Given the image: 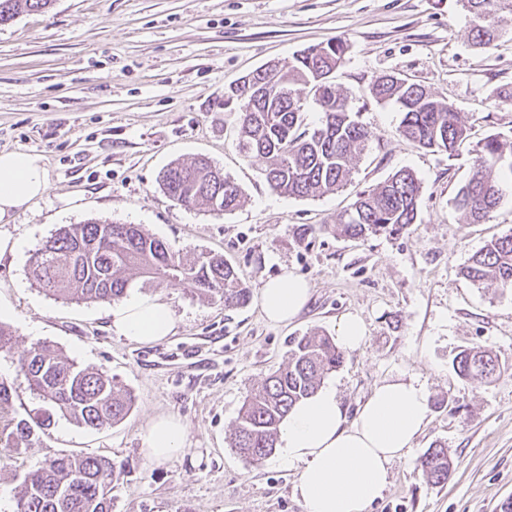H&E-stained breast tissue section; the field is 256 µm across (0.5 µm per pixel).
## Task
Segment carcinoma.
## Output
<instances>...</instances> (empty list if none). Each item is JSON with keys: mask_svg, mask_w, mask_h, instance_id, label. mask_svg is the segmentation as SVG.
<instances>
[{"mask_svg": "<svg viewBox=\"0 0 512 512\" xmlns=\"http://www.w3.org/2000/svg\"><path fill=\"white\" fill-rule=\"evenodd\" d=\"M470 16L471 41L485 48L512 29V0H460ZM53 0H0V25L20 14L42 12ZM349 45L338 39L308 46L297 52L295 63L283 71L258 68L253 79L269 88V96L251 101L238 89L253 111L238 113L239 147L247 157L263 160L262 174L277 193L315 197L337 192L353 180L354 159L367 146L370 132L355 120L349 98L336 89L333 74L344 63ZM312 94L322 117L310 129L304 123V91ZM380 102L399 106L403 118L399 134L422 148L453 154L467 137V126L456 108L427 88L404 78L384 76L369 87ZM511 160L512 139L488 137L468 180L454 198L465 224L485 220L502 200L500 182L493 177L498 165ZM160 185L177 204L204 205L230 213L241 206V188L206 158L173 162L162 172ZM421 183L413 171L401 169L376 187L361 193L350 209L338 215L332 231L361 239L370 235L399 234L416 223ZM35 281L64 300L115 303L132 287H181L202 296H218L224 309L244 306L250 291L240 273L224 257L212 253L183 256L138 224L89 220L56 231L32 254ZM463 277L479 288H512V234L488 241L462 269ZM344 352L335 339L317 331L293 340L288 364L267 377L241 408L234 428L233 448L258 464L277 447L280 426L292 405L313 394L324 377L336 370ZM19 371L30 387L50 406L45 420L32 426L19 419L0 432V460L39 440V430L53 414L81 426L100 430L123 421L135 406L133 392L116 378L82 367L50 343L23 352ZM453 368L464 380H493L501 374L498 358L483 346L463 349ZM423 476L445 484L451 475L448 449L437 444L418 462ZM125 468L90 453H68L46 460L24 480L14 512H112V492L123 481Z\"/></svg>", "mask_w": 512, "mask_h": 512, "instance_id": "cac0c4a2", "label": "carcinoma"}]
</instances>
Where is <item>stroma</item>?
I'll return each instance as SVG.
<instances>
[{
  "mask_svg": "<svg viewBox=\"0 0 512 512\" xmlns=\"http://www.w3.org/2000/svg\"><path fill=\"white\" fill-rule=\"evenodd\" d=\"M340 37L350 45L336 84L370 133L352 184L337 193L294 198L272 191L258 158L238 148L235 113L224 90L297 51ZM393 74L439 94L461 112L469 137L455 156L415 146L398 133L397 106L369 87ZM512 40L473 46L459 0H54L0 26V150L40 154L48 189L0 239L35 251L60 227L91 219L138 224L183 254L217 252L235 266L251 295L225 310L219 299L170 286L148 288L171 309L175 332L135 343L112 330V306L66 301L33 279L28 259L0 255V323L14 351L0 353V379L16 416L42 421L47 404L19 372V354L41 342L82 366L106 371L133 391L121 423L91 431L60 415L40 441L0 464V512H13L21 484L61 453L101 455L123 464L113 512H304L297 472L274 458L243 460L231 446L246 398L288 360L293 337L337 336L346 315L362 319L363 345L328 374L348 411L381 380L404 376L426 387L429 420L390 467V484L367 512H498L512 497V288L472 286L468 258L512 233V168L495 174L500 206L480 224H462L453 206L480 142L512 136ZM206 156L244 193L243 205L217 214L185 208L159 185L170 163ZM408 168L421 182L417 224L396 236L337 237L336 215L357 194ZM291 271L311 288L290 324L266 321L261 286ZM482 345L501 375L466 381L455 355ZM178 417L185 451L149 462L142 436L151 419ZM448 448L453 472L429 483L417 467L434 444Z\"/></svg>",
  "mask_w": 512,
  "mask_h": 512,
  "instance_id": "stroma-1",
  "label": "stroma"
}]
</instances>
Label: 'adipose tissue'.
<instances>
[{
  "label": "adipose tissue",
  "mask_w": 512,
  "mask_h": 512,
  "mask_svg": "<svg viewBox=\"0 0 512 512\" xmlns=\"http://www.w3.org/2000/svg\"><path fill=\"white\" fill-rule=\"evenodd\" d=\"M48 188L41 155L0 151V222ZM311 288L284 272L260 290L261 309L269 322L293 321L306 305ZM114 333L137 343L173 335L175 319L158 300L131 295L112 310ZM427 390L401 377L379 382L355 414H347L334 384H327L295 404L284 420L276 460L296 470L294 494L305 512H366L390 483L392 462L412 448L428 422ZM186 429L171 415L156 416L143 437L142 452L156 463L183 453Z\"/></svg>",
  "instance_id": "obj_1"
}]
</instances>
